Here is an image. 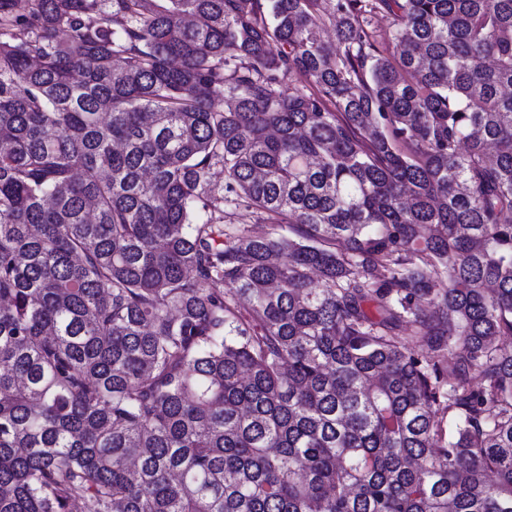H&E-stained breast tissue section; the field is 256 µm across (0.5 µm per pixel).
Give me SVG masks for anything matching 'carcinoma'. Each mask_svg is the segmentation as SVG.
<instances>
[{"mask_svg":"<svg viewBox=\"0 0 512 512\" xmlns=\"http://www.w3.org/2000/svg\"><path fill=\"white\" fill-rule=\"evenodd\" d=\"M320 2L0 0V512H512V0Z\"/></svg>","mask_w":512,"mask_h":512,"instance_id":"1","label":"carcinoma"}]
</instances>
